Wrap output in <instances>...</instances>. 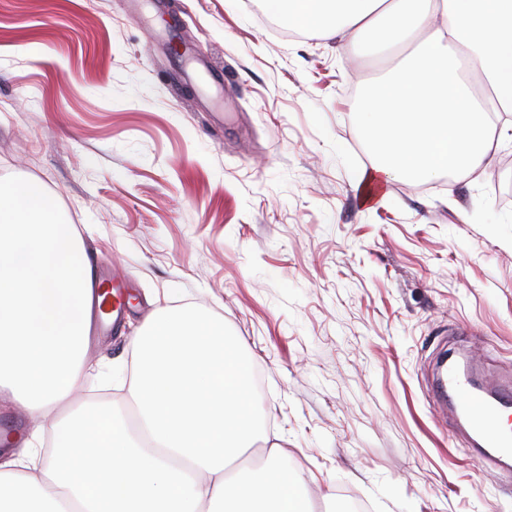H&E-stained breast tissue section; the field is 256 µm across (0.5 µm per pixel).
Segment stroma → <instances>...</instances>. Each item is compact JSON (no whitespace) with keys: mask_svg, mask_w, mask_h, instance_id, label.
Returning a JSON list of instances; mask_svg holds the SVG:
<instances>
[{"mask_svg":"<svg viewBox=\"0 0 512 512\" xmlns=\"http://www.w3.org/2000/svg\"><path fill=\"white\" fill-rule=\"evenodd\" d=\"M259 0H0V177L31 179L130 302L93 334L78 397L110 393L163 307L223 321L264 440L320 512H512L429 398L441 347L512 378V143L360 198L374 156L352 94L385 58L285 37ZM176 13L201 52L171 56Z\"/></svg>","mask_w":512,"mask_h":512,"instance_id":"stroma-1","label":"stroma"}]
</instances>
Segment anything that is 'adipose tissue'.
<instances>
[{
  "label": "adipose tissue",
  "mask_w": 512,
  "mask_h": 512,
  "mask_svg": "<svg viewBox=\"0 0 512 512\" xmlns=\"http://www.w3.org/2000/svg\"><path fill=\"white\" fill-rule=\"evenodd\" d=\"M301 32L369 54L403 47L355 112L375 163L365 187L470 171L512 138V0H263ZM92 267L44 187L0 180V396L49 421L52 448L0 451V512H316L264 429L240 342L223 323L164 310L133 344L127 408L78 405Z\"/></svg>",
  "instance_id": "obj_1"
}]
</instances>
